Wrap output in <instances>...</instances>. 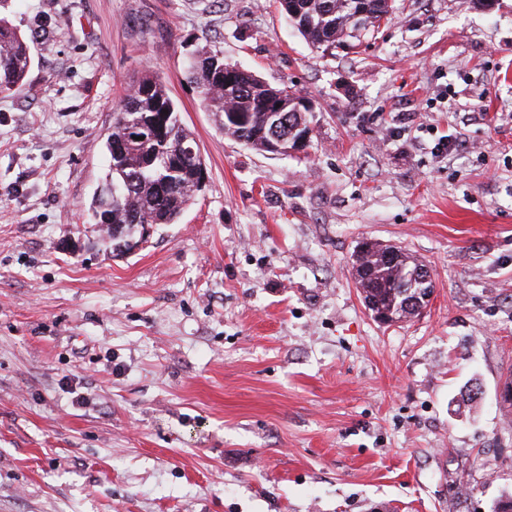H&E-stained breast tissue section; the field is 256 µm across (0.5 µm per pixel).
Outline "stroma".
<instances>
[{
	"mask_svg": "<svg viewBox=\"0 0 512 512\" xmlns=\"http://www.w3.org/2000/svg\"><path fill=\"white\" fill-rule=\"evenodd\" d=\"M491 2L395 0L331 57L277 0H7L32 65L0 93V512H485L512 487V0ZM205 44L310 99L304 150L224 135L186 77ZM146 70L208 180L117 256L92 201ZM366 240L428 264L420 315L365 308Z\"/></svg>",
	"mask_w": 512,
	"mask_h": 512,
	"instance_id": "1",
	"label": "stroma"
}]
</instances>
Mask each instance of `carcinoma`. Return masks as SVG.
I'll return each mask as SVG.
<instances>
[{
  "mask_svg": "<svg viewBox=\"0 0 512 512\" xmlns=\"http://www.w3.org/2000/svg\"><path fill=\"white\" fill-rule=\"evenodd\" d=\"M394 0H280L288 23L313 48L336 55L352 42L355 16L364 13V36L391 20ZM31 65L30 44L0 19V93L15 92ZM187 77L203 105L219 119L224 135L248 148L271 153L274 138L288 147L309 132L304 98L247 69L224 62L219 51L200 47ZM105 145L110 158L107 183L120 189L108 202L95 200V223L108 224L112 240L138 227L177 224L192 204L204 161L195 137L183 125L179 109L160 77L144 74L113 109ZM422 262L377 242L362 244L352 255L354 278L363 300L387 323L417 316L431 294L432 281L414 278Z\"/></svg>",
  "mask_w": 512,
  "mask_h": 512,
  "instance_id": "cac0c4a2",
  "label": "carcinoma"
}]
</instances>
